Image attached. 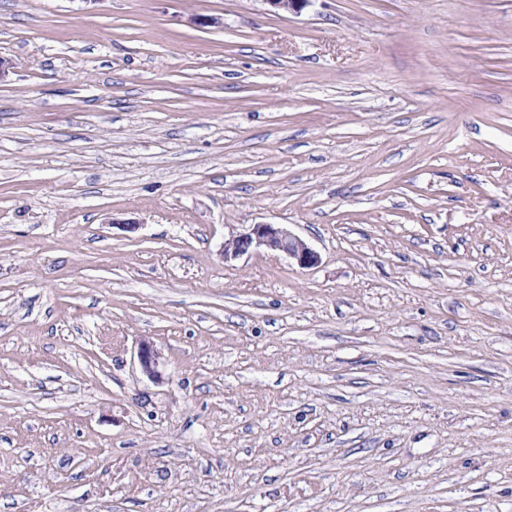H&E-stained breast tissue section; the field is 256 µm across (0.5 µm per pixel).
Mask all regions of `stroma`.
<instances>
[{
	"instance_id": "35a3bbf8",
	"label": "stroma",
	"mask_w": 512,
	"mask_h": 512,
	"mask_svg": "<svg viewBox=\"0 0 512 512\" xmlns=\"http://www.w3.org/2000/svg\"><path fill=\"white\" fill-rule=\"evenodd\" d=\"M0 64V512H512V0H0ZM256 249L282 254L302 269L320 262L319 254L283 224H252L245 231L231 235L224 241V259L235 260ZM137 360L144 375L157 383L163 381V356L153 343L145 340L139 343Z\"/></svg>"
}]
</instances>
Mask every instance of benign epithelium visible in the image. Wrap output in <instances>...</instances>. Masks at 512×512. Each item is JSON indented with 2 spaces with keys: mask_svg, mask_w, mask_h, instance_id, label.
Listing matches in <instances>:
<instances>
[{
  "mask_svg": "<svg viewBox=\"0 0 512 512\" xmlns=\"http://www.w3.org/2000/svg\"><path fill=\"white\" fill-rule=\"evenodd\" d=\"M265 2L276 13L297 14L309 6L312 0H265ZM256 249L282 254L302 269L312 268L320 262L319 254L283 224H251L245 231L230 236L224 241V261L235 260ZM137 360L144 375L157 383L163 381V356L153 343L145 340L139 343Z\"/></svg>",
  "mask_w": 512,
  "mask_h": 512,
  "instance_id": "benign-epithelium-1",
  "label": "benign epithelium"
}]
</instances>
